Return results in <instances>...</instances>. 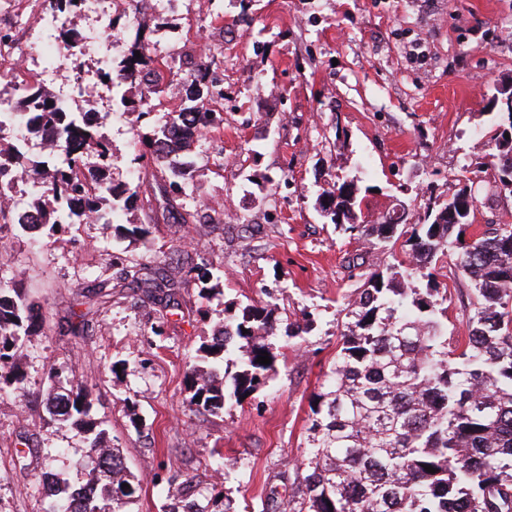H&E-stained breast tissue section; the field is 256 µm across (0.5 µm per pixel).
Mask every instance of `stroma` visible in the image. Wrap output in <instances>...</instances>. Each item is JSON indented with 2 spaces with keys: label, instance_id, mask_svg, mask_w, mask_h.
<instances>
[{
  "label": "stroma",
  "instance_id": "obj_1",
  "mask_svg": "<svg viewBox=\"0 0 512 512\" xmlns=\"http://www.w3.org/2000/svg\"><path fill=\"white\" fill-rule=\"evenodd\" d=\"M140 26L156 55L185 61L222 49L224 123L188 156L198 171L192 191L157 202L149 216L134 204L125 210L123 223L149 225L150 248L94 219L50 236L0 226V270L24 284L46 319L24 343L25 396L0 397V512H43V471L81 476L83 435L43 421L53 368L91 391L94 417L141 482L134 512H161L163 468L221 485L238 512H257L301 460L309 399L333 362L341 306L361 283L349 257L363 254L368 272L393 261L376 241L340 235L322 216L316 200L334 176L365 189L363 208L378 217L447 194L466 170L477 185L475 229L512 225V195L489 191L482 172L491 161L489 101L512 83V0H209L202 8L175 0L161 11L117 9L108 38ZM17 42L26 55L0 71V92L18 77L51 93L68 83L66 66L41 76L37 29H19ZM103 130L117 158L111 174L125 179L137 124L121 117ZM216 203L219 223H180V213ZM187 256L222 268L219 294L202 298L193 279L178 307L163 308L111 282L114 264L173 266ZM439 279L454 346L475 293L452 259ZM104 283L111 297L84 307L87 291ZM269 295L289 317L312 313L311 334L278 338L284 354L268 388L216 415L191 411L186 362L225 306ZM76 313L89 320L80 337L68 330Z\"/></svg>",
  "mask_w": 512,
  "mask_h": 512
}]
</instances>
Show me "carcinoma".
Segmentation results:
<instances>
[{
	"label": "carcinoma",
	"instance_id": "1",
	"mask_svg": "<svg viewBox=\"0 0 512 512\" xmlns=\"http://www.w3.org/2000/svg\"><path fill=\"white\" fill-rule=\"evenodd\" d=\"M44 3L48 12L67 18L80 8L75 0ZM59 43H78L73 26L50 34L46 56ZM219 63L213 52L190 63L183 78L184 106L177 112L155 111L153 101L164 92L165 74L175 62L151 54L142 33L123 41L122 52L97 70L112 85L113 106L137 113V121L150 127L132 143L135 167L148 169L224 122V97L216 90ZM24 85L26 95L18 97L20 125L26 134L51 139L60 154L32 160L18 147L25 134L5 128L7 115H0V141L12 138L8 149L0 147V187H12L14 176L31 166L42 168L45 191L28 205L37 228L51 235L65 224L100 218L105 203L114 220L132 201L145 214L153 212L155 194L141 197L134 181L106 177L114 161L112 146L89 113L62 111L35 83ZM133 88L140 89L137 99L127 96ZM509 129L512 113L498 111L486 132L495 147L489 181L495 194L512 193L497 179L512 170ZM91 154L98 159L95 165L87 162ZM191 178V171L173 170L159 192L181 193ZM362 201L357 184L340 178L318 197L336 230L374 238L384 248L398 244L404 258L368 274L341 310L334 362L310 399L305 454L294 478H283V491L270 490L260 512H512V225L469 234L476 197L464 179L451 194L429 196L415 220L402 204L369 220ZM450 254L477 291L465 339L452 350L442 334L447 288L433 273ZM190 276L214 279L211 289H220L221 271L204 263L119 271V279L140 288L145 300L166 307L179 305L180 288ZM415 278L425 287L412 285ZM220 327L223 334H211L197 349L203 365L194 363L187 372L194 412L216 414L267 387L277 360L276 336L308 335L314 320L309 313L293 321L282 318L271 298L243 307ZM42 329L39 306L19 283L0 276V393L24 395L23 345ZM263 352L271 363L257 362ZM49 379L44 399L49 421L84 435L88 483L96 494L85 497L67 478L44 472L42 484H53L44 512H131L140 482L90 416L88 390L54 368ZM427 466L436 472H427ZM124 483L130 492L119 499L115 491ZM167 494L164 512H235L223 489L201 488L189 477H170Z\"/></svg>",
	"mask_w": 512,
	"mask_h": 512
}]
</instances>
